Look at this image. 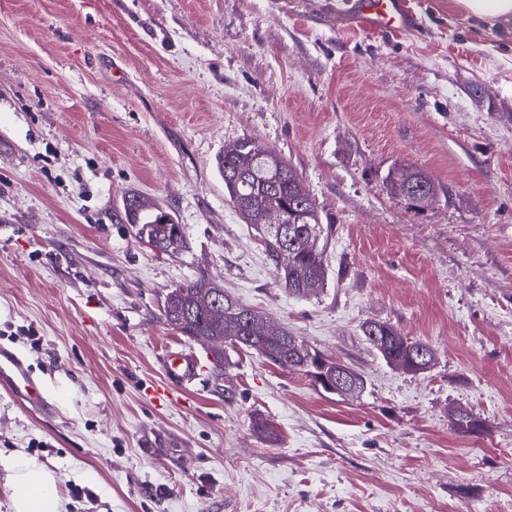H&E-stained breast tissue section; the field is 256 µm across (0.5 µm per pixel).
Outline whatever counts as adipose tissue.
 <instances>
[{
    "label": "adipose tissue",
    "instance_id": "obj_1",
    "mask_svg": "<svg viewBox=\"0 0 512 512\" xmlns=\"http://www.w3.org/2000/svg\"><path fill=\"white\" fill-rule=\"evenodd\" d=\"M6 473L4 492L9 512H64L60 477L50 466L23 452L0 455Z\"/></svg>",
    "mask_w": 512,
    "mask_h": 512
}]
</instances>
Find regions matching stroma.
Listing matches in <instances>:
<instances>
[{
  "mask_svg": "<svg viewBox=\"0 0 512 512\" xmlns=\"http://www.w3.org/2000/svg\"><path fill=\"white\" fill-rule=\"evenodd\" d=\"M352 2L0 0V347L47 402L0 381V451L54 468L67 512H512V23L409 0L412 31L369 33ZM243 138L319 206L320 295L282 288L224 193L216 160ZM401 162L435 203L389 192ZM134 194L186 248L137 239ZM201 276L361 373L362 396L250 350L215 371L162 318ZM367 321L434 367L391 368ZM168 350L200 370L158 402ZM456 406L485 432L452 428Z\"/></svg>",
  "mask_w": 512,
  "mask_h": 512,
  "instance_id": "stroma-1",
  "label": "stroma"
}]
</instances>
